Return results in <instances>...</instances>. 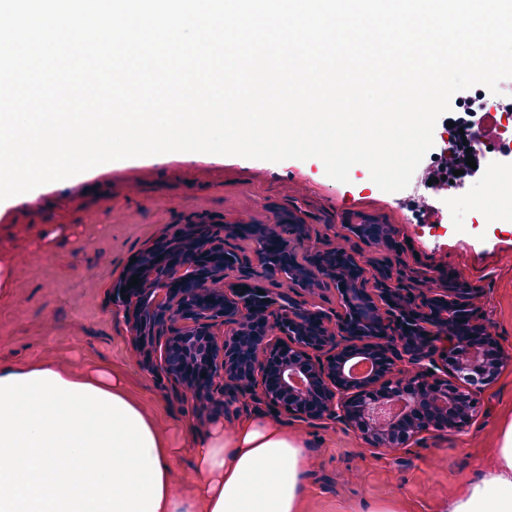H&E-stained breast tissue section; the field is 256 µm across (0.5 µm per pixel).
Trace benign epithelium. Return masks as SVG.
Returning a JSON list of instances; mask_svg holds the SVG:
<instances>
[{"label": "benign epithelium", "mask_w": 512, "mask_h": 512, "mask_svg": "<svg viewBox=\"0 0 512 512\" xmlns=\"http://www.w3.org/2000/svg\"><path fill=\"white\" fill-rule=\"evenodd\" d=\"M282 228L186 224L139 251L111 299L123 308L141 365L165 374L184 399L211 400L216 391L236 398L259 386L275 412L310 424L336 418L374 448H405L422 434L469 424L476 389L454 372L488 384L498 371L487 359L501 353L477 290L450 288L446 277L436 288L433 277L394 288L388 267L371 283L347 245H325L305 224ZM235 238L253 240L255 261L287 292L263 289L248 273L226 281L224 268L242 264L226 249ZM274 250L288 259L303 251V272L289 273ZM134 276L139 284L130 288ZM327 280L344 292L334 324L293 298ZM219 325L229 328L221 343ZM358 357L372 360V375L349 376L346 365ZM387 403L402 413L381 422L375 415Z\"/></svg>", "instance_id": "1"}]
</instances>
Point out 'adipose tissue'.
Returning a JSON list of instances; mask_svg holds the SVG:
<instances>
[{"label":"adipose tissue","instance_id":"1","mask_svg":"<svg viewBox=\"0 0 512 512\" xmlns=\"http://www.w3.org/2000/svg\"><path fill=\"white\" fill-rule=\"evenodd\" d=\"M175 454L120 375L0 361V512H305L313 493L302 438L268 417L198 441L191 490ZM442 512H512V421Z\"/></svg>","mask_w":512,"mask_h":512}]
</instances>
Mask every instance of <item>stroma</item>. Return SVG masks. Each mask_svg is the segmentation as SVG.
I'll list each match as a JSON object with an SVG mask.
<instances>
[{
	"label": "stroma",
	"mask_w": 512,
	"mask_h": 512,
	"mask_svg": "<svg viewBox=\"0 0 512 512\" xmlns=\"http://www.w3.org/2000/svg\"><path fill=\"white\" fill-rule=\"evenodd\" d=\"M459 218L412 224L405 192L388 193L366 167L342 183L321 160L279 163L203 153H170L116 160L110 172L80 173L20 195L0 215V360H51L81 370L123 375L128 390L179 448L176 487L195 473L193 440L218 424L265 411L247 396L218 407L178 400L160 374L140 366L123 312L111 302L112 283L150 239L182 225L279 224L298 215L323 242H336L348 225L371 220L395 229L397 248L351 239L368 259V274L391 266L395 281L453 275L480 289L479 304L496 328L508 360L479 395L473 420L461 430L430 432L396 452L370 447L344 423L288 420L305 439L315 489L306 512H361L389 504L396 512H438V506L475 479L512 419V232L486 224L491 202L482 182L456 187Z\"/></svg>",
	"instance_id": "1"
}]
</instances>
